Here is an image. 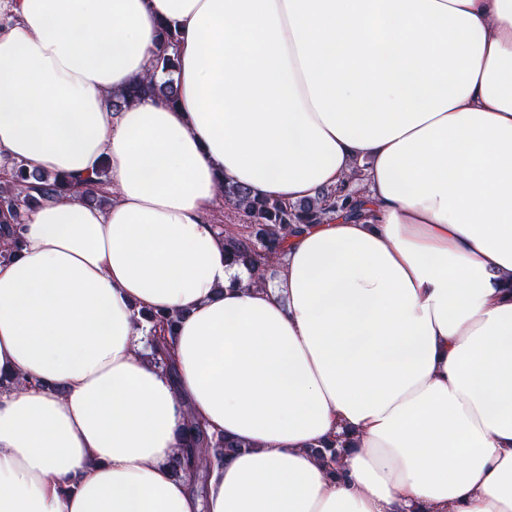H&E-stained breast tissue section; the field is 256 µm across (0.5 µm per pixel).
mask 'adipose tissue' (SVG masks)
Wrapping results in <instances>:
<instances>
[{
    "mask_svg": "<svg viewBox=\"0 0 512 512\" xmlns=\"http://www.w3.org/2000/svg\"><path fill=\"white\" fill-rule=\"evenodd\" d=\"M0 15V158L108 161L112 198L43 203L0 260V375L27 380L0 388V512H512V0ZM164 24L175 104L108 112ZM355 168L367 217L250 286L223 181L288 203ZM194 422L241 445L200 495Z\"/></svg>",
    "mask_w": 512,
    "mask_h": 512,
    "instance_id": "obj_1",
    "label": "adipose tissue"
}]
</instances>
